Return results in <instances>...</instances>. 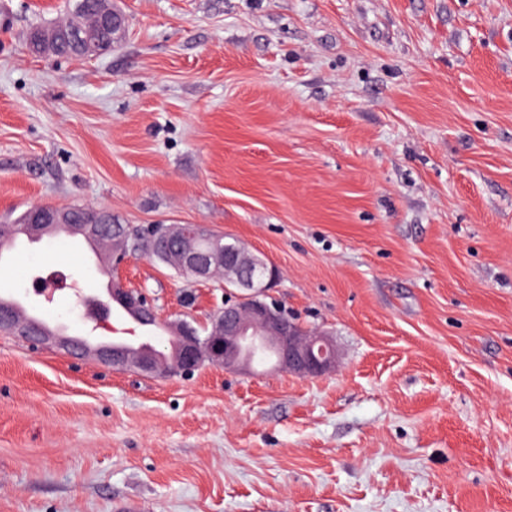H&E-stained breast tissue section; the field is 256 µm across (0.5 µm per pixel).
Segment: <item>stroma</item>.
Returning <instances> with one entry per match:
<instances>
[{"label": "stroma", "instance_id": "1", "mask_svg": "<svg viewBox=\"0 0 512 512\" xmlns=\"http://www.w3.org/2000/svg\"><path fill=\"white\" fill-rule=\"evenodd\" d=\"M65 3L0 0V221L207 225L337 364L185 378L0 332V512H512V0H117L111 52L31 54ZM101 264L10 250L0 293L82 335ZM122 279L165 321L224 301Z\"/></svg>", "mask_w": 512, "mask_h": 512}]
</instances>
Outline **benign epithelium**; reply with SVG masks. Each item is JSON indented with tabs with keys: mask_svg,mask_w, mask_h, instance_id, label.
<instances>
[{
	"mask_svg": "<svg viewBox=\"0 0 512 512\" xmlns=\"http://www.w3.org/2000/svg\"><path fill=\"white\" fill-rule=\"evenodd\" d=\"M81 56L93 58L101 53L97 43L82 37L78 20L71 21ZM66 217L57 209L35 206L30 210L26 234L33 242L57 237L56 229L66 228L71 237H85L93 231L106 251L112 252V276L108 280L111 299L119 303L130 315L144 316L145 311L156 315L153 299L145 292L136 293L125 288L120 278L122 270L133 255L150 257L162 247H168L167 259L171 266L188 273L196 281H207L220 274L224 287L231 289L224 301V309L212 319V337L204 346L198 329L187 321L165 324L171 334L170 356L157 351L151 355L137 354L130 358V350L122 341L102 342L92 355L103 366L114 369L135 367L143 372L163 371L169 367L189 376L198 366L209 359L226 368L239 369L253 366L247 341L274 349L278 365L289 372L304 377H319L335 366V351L327 334L305 331L285 307L270 294L278 274L275 267L260 263L244 247L225 239L212 241L208 247H200V241L208 239L203 224H170L166 227L168 242L150 236L131 237L120 224H67ZM33 292L46 301L53 300L58 285L55 277L37 275L32 279ZM96 327L117 333L119 329L110 322V303L98 298H81ZM8 331L35 347H57L70 352L71 336L63 332L44 329L36 323H26L16 317L14 308L0 304V332Z\"/></svg>",
	"mask_w": 512,
	"mask_h": 512,
	"instance_id": "1",
	"label": "benign epithelium"
}]
</instances>
